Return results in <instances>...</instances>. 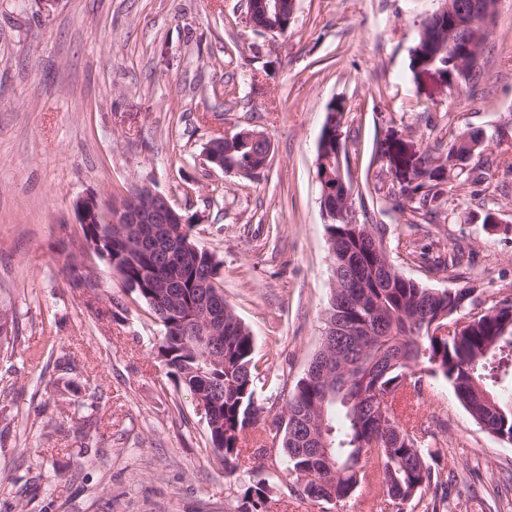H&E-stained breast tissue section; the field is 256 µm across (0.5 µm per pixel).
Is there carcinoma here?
I'll return each instance as SVG.
<instances>
[{
	"instance_id": "carcinoma-1",
	"label": "carcinoma",
	"mask_w": 512,
	"mask_h": 512,
	"mask_svg": "<svg viewBox=\"0 0 512 512\" xmlns=\"http://www.w3.org/2000/svg\"><path fill=\"white\" fill-rule=\"evenodd\" d=\"M459 24L432 16L422 25L417 45L423 54L411 60L440 72L453 89L469 80L475 64L457 63L458 48L467 43L484 47L490 35L467 21L469 0H449ZM336 136L318 140V174H335L345 157L336 151ZM487 142L481 129L464 131L448 141L447 151H423L418 158L403 161L410 181L406 188L388 189L385 198L394 208L410 211L421 220L435 214L446 203L454 184L485 180L482 165L452 169L458 155L476 156ZM259 148L248 140L224 144V168H239L257 161ZM86 245H95L94 257L106 262L122 278L124 285L137 286L162 326L158 346L166 367L178 386L189 391L206 389L214 401L206 422L207 441L224 469L234 472L244 458L243 439L263 406L256 397L261 372L254 357V338L236 315L231 304L214 297L211 305L223 319L219 335L207 345L219 349L224 366L206 365L208 350H199L200 336L195 326L157 309L151 297V282H169L170 305L185 313L217 287L203 284L215 277L218 262L203 253L191 235L193 225L184 231L174 225L176 234L158 243H142L135 231L125 233L116 224H85ZM328 249L334 272L347 277L351 288L331 292L324 328L344 322L357 330L371 329L372 335L355 347L331 348L323 343L312 356L304 375L285 399L284 410L271 428L272 441L280 447L288 475L301 496L310 497L318 480L326 481V494L343 502L363 484L379 481L386 489V502L400 506L418 500L422 512H437V504L423 502V492L445 484L438 468L442 449L436 433L405 419L398 411L400 400L408 402L423 396L425 381H446L478 424L490 423L497 438L512 440V402L494 389L498 377L512 374V297L506 295L484 307L475 318L477 287L471 276L461 272L464 254L455 247L440 260L443 267L459 272L465 284L459 288L435 289L402 275L388 263L385 249L386 227L382 224L326 225ZM464 323L459 335L430 333V321ZM342 360L350 365L348 387L327 393L329 376L319 365ZM325 435L330 441L331 465L306 452L310 440ZM269 480L254 481L244 493V512H256L270 495Z\"/></svg>"
}]
</instances>
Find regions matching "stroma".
<instances>
[{
	"label": "stroma",
	"mask_w": 512,
	"mask_h": 512,
	"mask_svg": "<svg viewBox=\"0 0 512 512\" xmlns=\"http://www.w3.org/2000/svg\"><path fill=\"white\" fill-rule=\"evenodd\" d=\"M439 0H297L288 32L254 31L246 0H0V309L16 335L0 342V512H241L256 478L264 512H377L378 481L346 501L297 496L268 430L317 349L333 281L316 179L317 142L343 103L359 224L386 227L403 275L448 289L432 270L454 241L476 256L479 297L512 294V145L490 142L485 198L453 188L434 218L411 223L377 198L392 176L377 159L390 133L410 149H444L469 128L512 124V0H499L475 77L458 90L418 82L412 50ZM243 129L272 153L255 180L211 169L205 146ZM145 186L191 216L218 262L225 299L249 328L266 372L265 410L246 433L263 449L225 475L191 394L155 345L149 306L103 264L99 297L70 285L63 243L82 231L90 193ZM127 306L112 315L110 299ZM442 448L449 512H512V445L481 429L446 382L418 410ZM271 486L269 480L266 478H261L259 480L254 481L244 493L245 506L243 507L242 512H257L258 508H263L262 506L267 501V498L270 495ZM248 504V505H246Z\"/></svg>",
	"instance_id": "stroma-1"
}]
</instances>
